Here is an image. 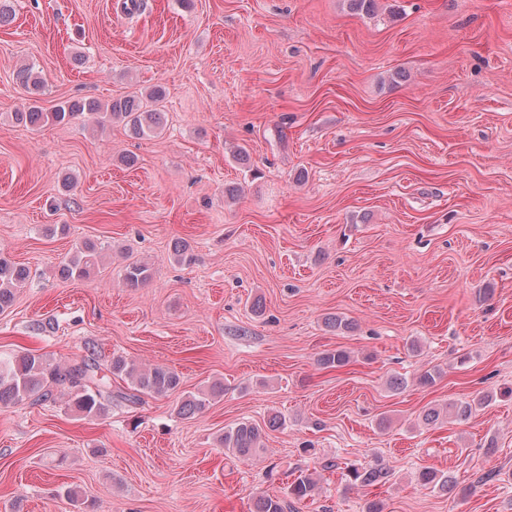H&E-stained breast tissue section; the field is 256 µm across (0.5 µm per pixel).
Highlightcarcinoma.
<instances>
[{"label": "carcinoma", "instance_id": "carcinoma-1", "mask_svg": "<svg viewBox=\"0 0 512 512\" xmlns=\"http://www.w3.org/2000/svg\"><path fill=\"white\" fill-rule=\"evenodd\" d=\"M16 79L28 90L39 93L43 82L34 66L20 68ZM164 91L154 89L144 99L128 96L113 100L104 106L97 99L83 97L66 101L51 112H45L33 105L27 112L15 113L17 123L37 131L45 125L67 123L71 119L89 114L98 126L107 122L122 123L136 137L150 136L164 129V113L161 102ZM104 245L92 241L83 243L78 252L61 267L64 279L75 280L90 275L99 264V254ZM173 257L180 263L189 264L194 260L193 248L187 241L174 243ZM29 270L13 262L0 250V311L9 308L14 300L16 288L29 280ZM150 278V268L139 261L126 265L123 280L127 287L138 288ZM349 362V354L343 350L322 353L318 363L325 368H340ZM126 381L129 391L112 393V378ZM180 376L164 365H142L122 355L112 357L106 367H101L95 351L71 363L54 361L41 354L23 351L0 358V407L15 405L25 400L47 402L54 399L58 388L64 393L67 406L84 418L104 416L112 399L118 397L135 403L141 396H165L178 389ZM224 395V383L216 380L207 390L187 395L177 406V413L185 419L202 412L210 401ZM489 396L482 395L470 401H459L449 409L459 421H465L473 412L483 406ZM286 420L280 414L272 415L266 424L271 430L285 426ZM264 427V428H266ZM264 428L250 421H241L227 429L219 437L224 451L244 461L252 460L266 452L262 439ZM389 470L376 464L369 467L347 468L349 485L368 488L387 478ZM418 481L424 486L438 487L450 492L456 488L454 478L425 467L418 473ZM319 480L315 473L298 470L288 485L286 497L262 495L255 499L254 512H296V505L315 496Z\"/></svg>", "mask_w": 512, "mask_h": 512}]
</instances>
